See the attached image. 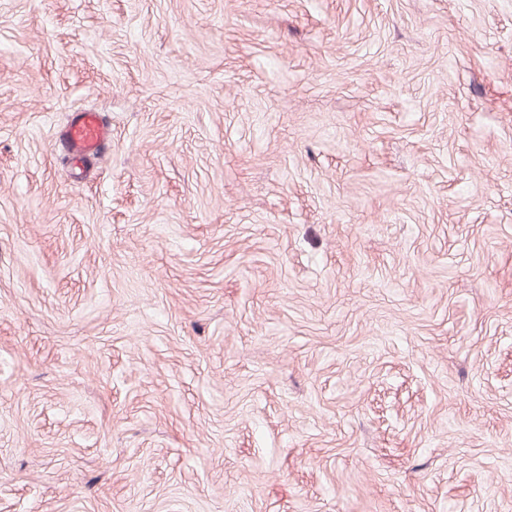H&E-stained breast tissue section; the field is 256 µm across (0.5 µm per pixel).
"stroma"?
Masks as SVG:
<instances>
[{"instance_id":"stroma-1","label":"stroma","mask_w":512,"mask_h":512,"mask_svg":"<svg viewBox=\"0 0 512 512\" xmlns=\"http://www.w3.org/2000/svg\"><path fill=\"white\" fill-rule=\"evenodd\" d=\"M349 472L512 512V0H0V512ZM111 139V130L102 112L84 110L68 121L64 130L65 148L76 167L100 156Z\"/></svg>"}]
</instances>
